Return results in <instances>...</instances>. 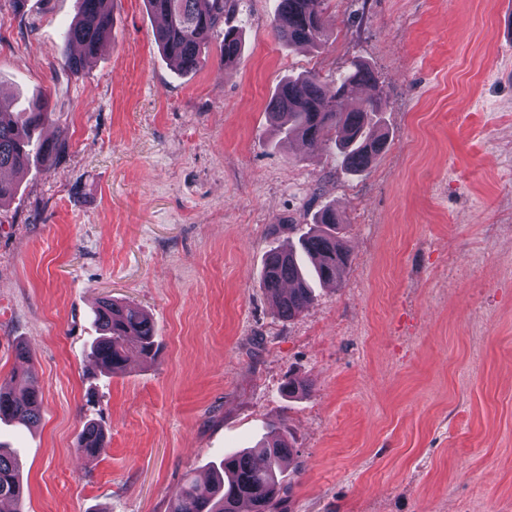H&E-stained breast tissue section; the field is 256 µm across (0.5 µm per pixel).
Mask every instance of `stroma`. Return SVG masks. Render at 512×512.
Masks as SVG:
<instances>
[{
  "instance_id": "stroma-1",
  "label": "stroma",
  "mask_w": 512,
  "mask_h": 512,
  "mask_svg": "<svg viewBox=\"0 0 512 512\" xmlns=\"http://www.w3.org/2000/svg\"><path fill=\"white\" fill-rule=\"evenodd\" d=\"M511 1L329 0L313 48L278 41L275 0H235L238 65L215 38L182 74L144 0H114L76 73L80 0H0V94L44 99L40 137H67L0 205V385L30 367L43 395L36 424L0 423L21 512H165L280 424L290 512H512ZM356 62L377 77L386 152L349 172L333 143L278 145V84L316 72L331 94ZM327 205L351 269L281 320L263 259ZM103 298L152 315L154 362L100 375ZM292 377L309 390L285 394ZM88 418L93 461L76 452ZM104 433L101 426L96 422H88L78 437L77 449L86 458L99 456L104 448L101 446Z\"/></svg>"
}]
</instances>
